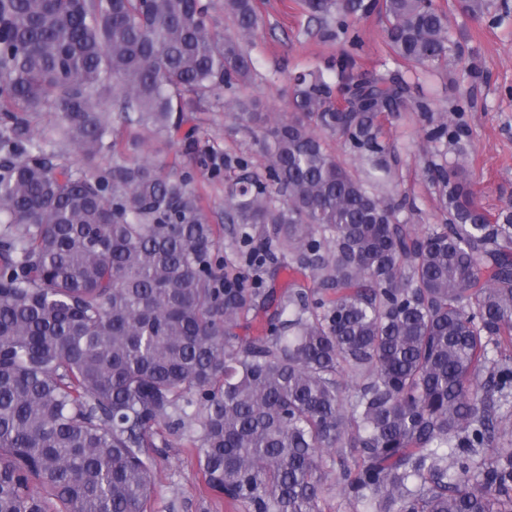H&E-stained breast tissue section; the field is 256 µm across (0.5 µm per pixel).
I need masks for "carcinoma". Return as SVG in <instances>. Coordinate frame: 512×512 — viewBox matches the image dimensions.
<instances>
[{
  "mask_svg": "<svg viewBox=\"0 0 512 512\" xmlns=\"http://www.w3.org/2000/svg\"><path fill=\"white\" fill-rule=\"evenodd\" d=\"M356 46L378 13L395 60L461 53L437 0H303ZM494 0H457L469 17ZM0 0V512H147L153 428L195 448L206 488L244 512H512V208L478 201L455 103L430 118L427 170L444 223L420 235L392 198L376 118L422 113L403 76L348 57L299 72L288 115L252 83L255 0ZM259 148L224 217L236 265L213 268L215 229L191 177L113 138L103 94L168 139L215 87ZM55 112L47 134L25 114ZM344 139L359 174L331 153ZM62 141L105 175L53 162ZM294 278L267 287L281 269ZM263 314L255 336L238 329ZM193 413H188V409Z\"/></svg>",
  "mask_w": 512,
  "mask_h": 512,
  "instance_id": "1",
  "label": "carcinoma"
}]
</instances>
